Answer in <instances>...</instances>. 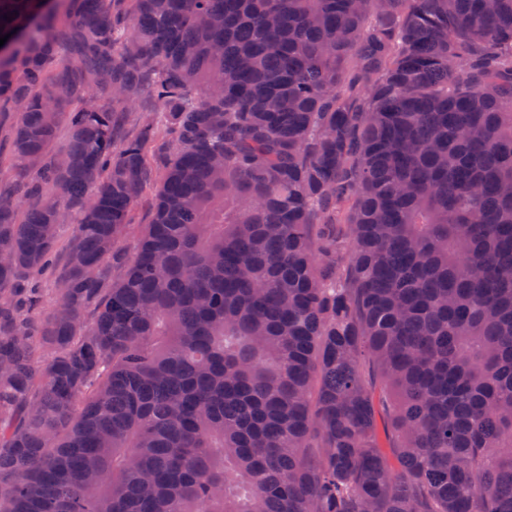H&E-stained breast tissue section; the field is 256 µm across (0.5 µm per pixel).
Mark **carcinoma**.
Listing matches in <instances>:
<instances>
[{
    "label": "carcinoma",
    "mask_w": 512,
    "mask_h": 512,
    "mask_svg": "<svg viewBox=\"0 0 512 512\" xmlns=\"http://www.w3.org/2000/svg\"><path fill=\"white\" fill-rule=\"evenodd\" d=\"M8 33L0 512H512V0H0ZM154 190L150 186L144 193L141 200L136 204L132 211V232L121 244V252L129 261L133 258L138 241V234L145 224H148L152 217V198Z\"/></svg>",
    "instance_id": "1"
}]
</instances>
